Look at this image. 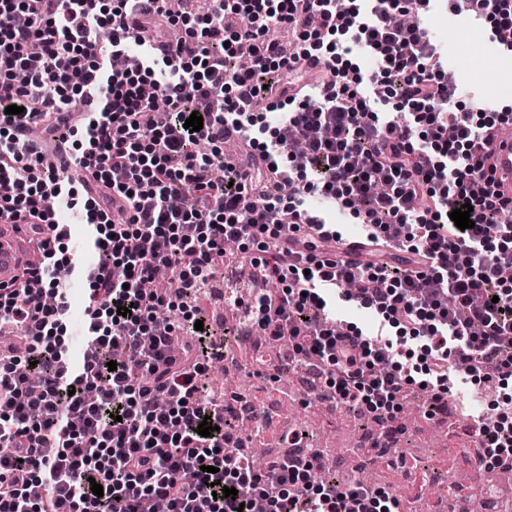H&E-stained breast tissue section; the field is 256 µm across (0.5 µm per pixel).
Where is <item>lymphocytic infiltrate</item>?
<instances>
[{"label": "lymphocytic infiltrate", "instance_id": "obj_1", "mask_svg": "<svg viewBox=\"0 0 512 512\" xmlns=\"http://www.w3.org/2000/svg\"><path fill=\"white\" fill-rule=\"evenodd\" d=\"M431 2L208 0L204 13L175 16L167 0H116L108 11L95 0H0V220L48 221L50 200L82 195L98 255L80 369L62 334L59 241L16 287L0 288V337L26 345L22 356L0 348V512H140L147 497L167 512H238L258 499L266 512H396L383 489L316 480L315 452L255 469L223 402L205 394L201 377L223 343L195 329L198 313L180 326L157 312L207 288L228 241L255 243V273L278 290L244 305L245 320L272 339L291 326L289 364L329 365L338 399L392 419L409 386L443 402L453 370L501 397L512 383V224L495 217L512 210V195L480 186L492 125L452 103L442 51L422 25ZM454 9L490 20V40L512 52L503 38L512 0H455ZM130 18L143 33L181 24L182 36L148 44L135 69H114L100 34L123 55ZM283 25L297 55L268 35ZM357 46L378 57L377 70L347 61ZM310 56L324 64L311 95L296 67ZM261 100L290 110L263 123ZM11 105L20 113L8 114ZM194 113L203 127L192 133L184 122ZM32 123L41 140L22 138ZM228 126L246 137L235 162L225 158ZM296 141L306 161L284 165ZM63 145L90 181L47 175L42 157ZM311 195L354 209L370 244L394 245L419 271L318 259L317 242L341 239L326 223L290 254L282 230L309 223ZM467 203L474 226L463 231L450 215ZM161 268L177 274L172 295L142 287ZM340 299L371 310L374 333L355 326L343 343L328 325ZM481 433L492 465L512 463L511 412ZM216 482L236 498L213 497Z\"/></svg>", "mask_w": 512, "mask_h": 512}]
</instances>
